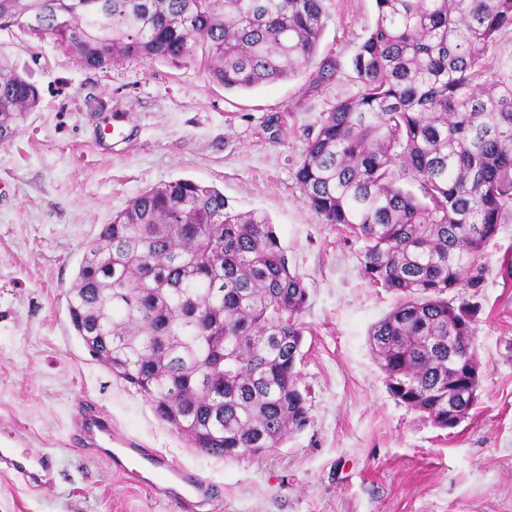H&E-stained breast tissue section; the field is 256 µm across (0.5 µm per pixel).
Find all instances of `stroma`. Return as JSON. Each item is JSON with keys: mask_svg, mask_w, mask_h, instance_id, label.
Returning a JSON list of instances; mask_svg holds the SVG:
<instances>
[{"mask_svg": "<svg viewBox=\"0 0 512 512\" xmlns=\"http://www.w3.org/2000/svg\"><path fill=\"white\" fill-rule=\"evenodd\" d=\"M315 62L248 91L215 84L200 61L143 59L90 69L48 38L0 29V59L39 89L19 132L0 142V440L54 456L55 483L0 471V512H174L110 462L73 447L89 408L143 448L211 483L220 512H512V219L482 261L476 309L482 367L469 418L442 430L387 392L368 333L398 303L370 283L363 243L326 224L296 180L309 133L337 99L360 93L352 60L374 0H322ZM335 73L318 79L320 62ZM131 123L102 142L113 115ZM190 179L229 208L271 220L308 290L300 386L309 421L260 456L190 447L76 336L66 293L101 225L146 188Z\"/></svg>", "mask_w": 512, "mask_h": 512, "instance_id": "obj_1", "label": "stroma"}]
</instances>
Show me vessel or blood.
<instances>
[{
    "label": "vessel or blood",
    "instance_id": "b4317fda",
    "mask_svg": "<svg viewBox=\"0 0 512 512\" xmlns=\"http://www.w3.org/2000/svg\"><path fill=\"white\" fill-rule=\"evenodd\" d=\"M75 438L82 445L102 450L114 469L132 477H145L146 487L178 503L181 512H201L210 505L208 484L194 473L172 466L158 451L140 448L116 434L103 416H80L75 420ZM0 469L26 477L41 487L54 479L50 455L42 450L0 448Z\"/></svg>",
    "mask_w": 512,
    "mask_h": 512
}]
</instances>
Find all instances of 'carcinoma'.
Wrapping results in <instances>:
<instances>
[{
    "mask_svg": "<svg viewBox=\"0 0 512 512\" xmlns=\"http://www.w3.org/2000/svg\"><path fill=\"white\" fill-rule=\"evenodd\" d=\"M353 59L360 93L326 112L296 179L326 224L364 241L366 277L403 297L368 342L390 396L440 429L477 403L481 262L512 216V80L486 58L512 0H375ZM20 26L92 68L182 60L244 91L294 77L324 30L322 0H0ZM39 100L0 62V141ZM308 292L267 215L227 209L189 179L149 187L101 225L67 298L89 352L193 448L224 459L277 448L308 424L296 363Z\"/></svg>",
    "mask_w": 512,
    "mask_h": 512,
    "instance_id": "1",
    "label": "carcinoma"
}]
</instances>
